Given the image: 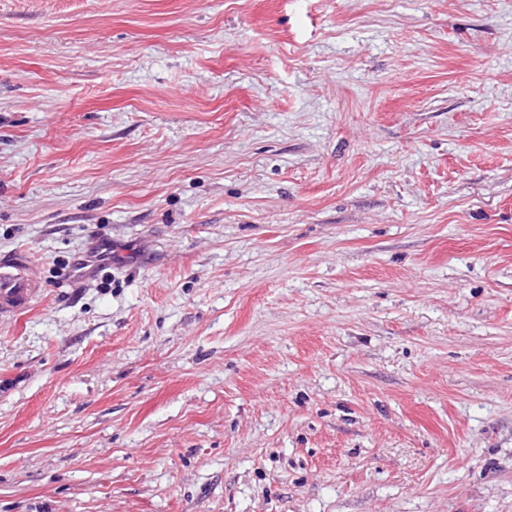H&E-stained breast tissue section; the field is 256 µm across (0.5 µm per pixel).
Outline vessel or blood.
<instances>
[{
    "mask_svg": "<svg viewBox=\"0 0 512 512\" xmlns=\"http://www.w3.org/2000/svg\"><path fill=\"white\" fill-rule=\"evenodd\" d=\"M41 292L38 265L28 256L0 263V319L10 318L31 307Z\"/></svg>",
    "mask_w": 512,
    "mask_h": 512,
    "instance_id": "b4317fda",
    "label": "vessel or blood"
}]
</instances>
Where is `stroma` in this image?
<instances>
[{
  "instance_id": "1",
  "label": "stroma",
  "mask_w": 512,
  "mask_h": 512,
  "mask_svg": "<svg viewBox=\"0 0 512 512\" xmlns=\"http://www.w3.org/2000/svg\"><path fill=\"white\" fill-rule=\"evenodd\" d=\"M23 251L0 512H512V0H0Z\"/></svg>"
}]
</instances>
